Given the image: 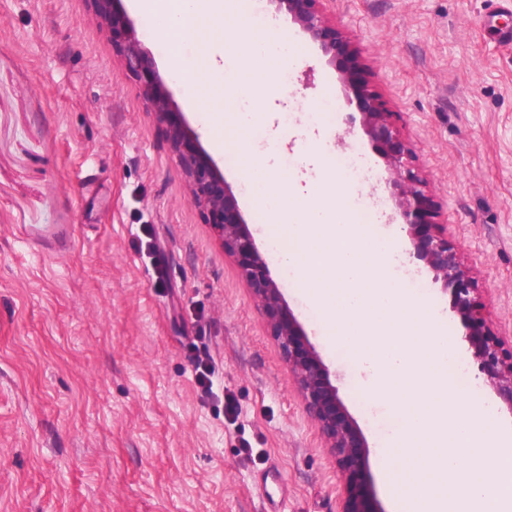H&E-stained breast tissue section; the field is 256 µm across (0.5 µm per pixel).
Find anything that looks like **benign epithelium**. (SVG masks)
I'll return each instance as SVG.
<instances>
[{"instance_id": "7a95c632", "label": "benign epithelium", "mask_w": 512, "mask_h": 512, "mask_svg": "<svg viewBox=\"0 0 512 512\" xmlns=\"http://www.w3.org/2000/svg\"><path fill=\"white\" fill-rule=\"evenodd\" d=\"M90 2L112 35L121 63L140 81L147 111L164 127L176 167L185 178L189 201L214 227L224 251L237 260L257 308L278 341L308 415L338 464L345 494L342 512H373L363 493L362 457L366 444L362 434L338 397L328 368L270 276L234 194L200 148L198 138L175 112L170 92L133 22L115 8V0ZM271 2L329 57L337 81L354 94L358 115L349 117L346 133L360 128L382 156L394 216L411 239L414 255L431 273L432 282L450 292L451 311L464 329L479 373L512 414V344H506L491 330L475 273L465 264L460 248L448 240L446 225L435 222V213L429 209L427 180L416 164L415 153L402 137L400 114L390 111L359 78L355 51L350 41L331 26L320 8L321 0Z\"/></svg>"}]
</instances>
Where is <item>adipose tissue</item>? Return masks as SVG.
Returning <instances> with one entry per match:
<instances>
[{"label": "adipose tissue", "instance_id": "adipose-tissue-1", "mask_svg": "<svg viewBox=\"0 0 512 512\" xmlns=\"http://www.w3.org/2000/svg\"><path fill=\"white\" fill-rule=\"evenodd\" d=\"M151 13L160 21V30L170 46L166 61L170 77L183 80L204 77L219 82L226 97H237L249 90L246 74L224 70L225 52H239L258 66L275 61L265 53L264 44L274 40L271 28L257 29L249 41H242L243 28L250 21L240 0H149ZM197 38L199 50L189 56L182 52V43Z\"/></svg>", "mask_w": 512, "mask_h": 512}]
</instances>
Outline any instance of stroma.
Wrapping results in <instances>:
<instances>
[{"label":"stroma","mask_w":512,"mask_h":512,"mask_svg":"<svg viewBox=\"0 0 512 512\" xmlns=\"http://www.w3.org/2000/svg\"><path fill=\"white\" fill-rule=\"evenodd\" d=\"M358 52L360 77L395 112L426 175L448 238L478 276L491 326L512 338V0H322ZM120 10L166 72L158 24L134 0ZM257 89L226 103L218 86L168 80L176 111L212 155L285 300L367 442L373 512H404L387 482V434L374 418L397 402L364 401L348 347L270 253L261 203L216 153L191 105L237 127L272 186L310 202L336 190L329 157L356 147L370 171L357 194L383 200L374 218L405 268L426 284L474 390L466 403L512 435V413L478 376L399 225L386 167L362 133L338 145L356 110L317 48L288 83L245 57ZM289 96H282L283 88ZM332 100L335 125L308 113ZM204 347L223 400L206 396L187 357ZM339 469L312 424L278 342L236 259L188 199L139 82L116 55L88 0H0V512H341Z\"/></svg>","instance_id":"obj_1"}]
</instances>
